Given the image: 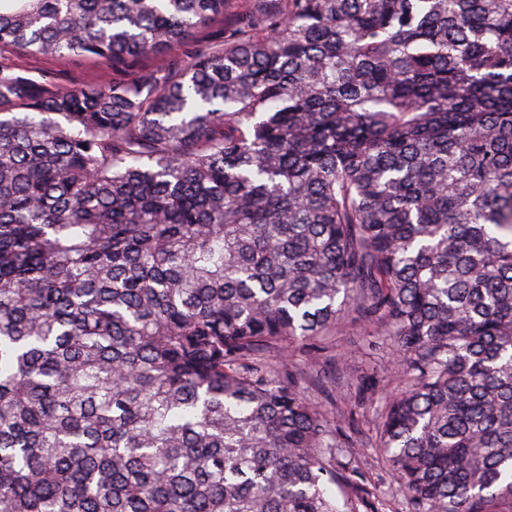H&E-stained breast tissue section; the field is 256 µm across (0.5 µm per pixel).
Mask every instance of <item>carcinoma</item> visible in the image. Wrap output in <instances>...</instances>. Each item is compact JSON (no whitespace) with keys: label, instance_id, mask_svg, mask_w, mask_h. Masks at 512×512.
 <instances>
[{"label":"carcinoma","instance_id":"carcinoma-1","mask_svg":"<svg viewBox=\"0 0 512 512\" xmlns=\"http://www.w3.org/2000/svg\"><path fill=\"white\" fill-rule=\"evenodd\" d=\"M0 0V512H339L288 363L403 390L408 512H512V0ZM224 20L176 69H127ZM0 66L29 76L48 89L90 86L112 76V64L102 60L36 55L10 47L0 48Z\"/></svg>","mask_w":512,"mask_h":512}]
</instances>
